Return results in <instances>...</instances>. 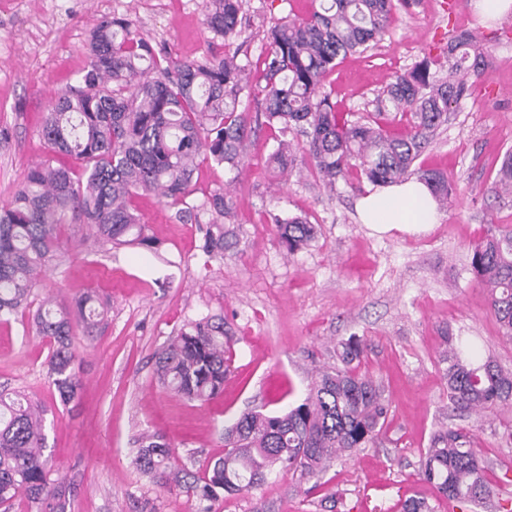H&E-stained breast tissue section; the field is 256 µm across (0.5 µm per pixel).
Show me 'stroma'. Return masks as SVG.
Wrapping results in <instances>:
<instances>
[{
	"label": "stroma",
	"instance_id": "1",
	"mask_svg": "<svg viewBox=\"0 0 512 512\" xmlns=\"http://www.w3.org/2000/svg\"><path fill=\"white\" fill-rule=\"evenodd\" d=\"M312 9V0H243L251 39L240 60L260 74L265 32L285 15L303 18ZM205 11V0H0V128L9 132L0 138V209L44 158L42 114L87 66L97 18L127 15L152 45L194 61L224 49ZM463 30L494 64L417 160L454 188L427 234L374 233L355 209L368 182L354 189L341 181L328 191L308 171L305 153L296 172L270 176L275 141L266 127L248 140L238 178L207 162L194 173L191 202L231 187L223 254L203 252L201 225L176 220L149 193L135 196L133 206L153 247L105 250L87 225L64 226L55 257L38 272L34 301L70 310L93 291L106 304L95 335L74 336L83 387L61 402L49 374L51 344L36 335L26 311L0 321V391L42 405L49 478L62 487L67 512H199L196 496L137 470L139 438L162 435L174 464L203 476L243 412L278 413L299 402L318 371L336 365L337 343L353 336L364 344L360 369L388 406L377 442L319 476H273L249 494L212 501L211 512H323L320 501L331 492L342 496L344 512H402L408 497L429 495L421 457L431 434L450 426L473 433L497 493L466 512H498V500L512 499V446L501 440L512 407L477 415L449 408L441 361L446 328L512 370V341L501 336L471 267V247L489 228L512 227V193L494 190L512 150V14L484 27L471 5L454 12L448 0H412L395 10L377 45L341 60L326 84L338 111L359 118L394 73L441 55ZM271 211L306 217L315 240L287 253L267 222ZM207 316L223 318L232 363L223 393L201 403L163 389L154 370L170 340Z\"/></svg>",
	"mask_w": 512,
	"mask_h": 512
}]
</instances>
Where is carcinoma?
I'll list each match as a JSON object with an SVG mask.
<instances>
[{
  "label": "carcinoma",
  "mask_w": 512,
  "mask_h": 512,
  "mask_svg": "<svg viewBox=\"0 0 512 512\" xmlns=\"http://www.w3.org/2000/svg\"><path fill=\"white\" fill-rule=\"evenodd\" d=\"M307 19L287 18L264 37L261 84L251 80L238 51L200 61H181L155 49L128 17L104 16L93 25L89 63L78 84L58 95L44 113L40 134L49 158L31 168L11 205L0 210V317L28 307L34 273L58 247L65 224H86L95 240L114 246H150L145 225L131 206L133 194H155L183 220L209 215L203 250L224 253V217L233 202L219 187L191 204L193 175L202 161L239 171L251 133L247 113L253 98L264 125L281 140L268 164L281 174L295 168L287 137L304 143L314 176L334 189L352 170L374 186L416 178L434 197L448 201V177L414 166L448 112L467 94L490 55L464 32L448 44V77L423 59L394 74L375 99L376 118L350 120L337 111L324 82L349 54L366 50L388 27L393 0H317ZM241 0H207L206 25L230 46L244 30ZM394 114L407 131L392 134L378 120ZM495 188L512 190V151L504 154ZM290 254L311 243L316 228L301 216L272 211ZM471 267L489 291V309L502 336L512 339V228L490 230L472 246ZM88 292L75 303L76 315L44 303L35 312L36 334L49 339L52 385L65 402L82 388L72 348L74 327L93 335L102 312ZM448 401L455 408L483 410L512 405V371L473 346L465 350L444 331ZM362 343L341 344L340 366L319 372L305 398L279 414L249 411L224 433V456L205 477L188 481L169 466L170 445L145 436L135 464L165 484L186 485L203 501L221 490L229 497L262 485L274 468L315 477L343 456L375 442L388 408L379 388L359 370ZM230 357L224 322L208 318L181 330L157 356L158 382L191 401H207L224 390ZM42 412L20 393L0 392V505L23 493L48 512H66L65 493L50 486L44 454ZM487 463L463 428L435 431L421 460L420 474L432 498L413 496L402 512H436L483 503L492 490Z\"/></svg>",
  "instance_id": "cac0c4a2"
}]
</instances>
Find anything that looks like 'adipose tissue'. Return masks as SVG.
Here are the masks:
<instances>
[{
    "instance_id": "1",
    "label": "adipose tissue",
    "mask_w": 512,
    "mask_h": 512,
    "mask_svg": "<svg viewBox=\"0 0 512 512\" xmlns=\"http://www.w3.org/2000/svg\"><path fill=\"white\" fill-rule=\"evenodd\" d=\"M357 210L361 223L380 233L424 232L442 218L430 189L415 179L369 192Z\"/></svg>"
}]
</instances>
